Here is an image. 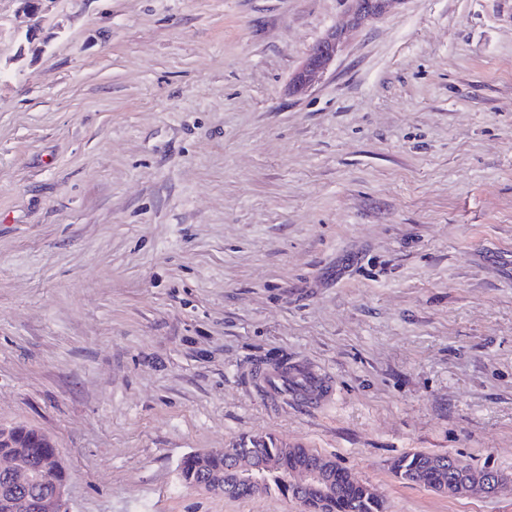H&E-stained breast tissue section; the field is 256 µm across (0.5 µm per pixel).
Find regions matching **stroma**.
<instances>
[{
  "label": "stroma",
  "mask_w": 512,
  "mask_h": 512,
  "mask_svg": "<svg viewBox=\"0 0 512 512\" xmlns=\"http://www.w3.org/2000/svg\"><path fill=\"white\" fill-rule=\"evenodd\" d=\"M350 0H0V423L47 435L69 512H302L183 487L273 436L387 512H512L401 483L512 476V0H396L294 93ZM336 398L275 401L254 365ZM20 4L19 10L25 14L32 23L29 25L24 38L21 39L16 57L17 59H24L29 52L40 53L44 50L45 41L41 44L36 43L37 31L41 26V14L45 11L44 4L52 0H17ZM285 355L278 357V362L286 364ZM266 392L282 395L281 387L286 377L294 383V390L286 399L294 405L305 409H321L334 398V387L331 378L319 367L304 361L288 360L287 365L270 364L259 375ZM448 457L452 456L447 453H408L396 459L392 469L396 477L404 483L423 485L436 493L448 494V496H463V494L448 491L453 485L458 483L462 472L472 470L471 478L476 479L478 477L487 476L488 473L494 471L486 468H473L456 458L465 463V466L461 471L452 472L448 468Z\"/></svg>",
  "instance_id": "1"
}]
</instances>
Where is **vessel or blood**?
<instances>
[{"label":"vessel or blood","instance_id":"b4317fda","mask_svg":"<svg viewBox=\"0 0 512 512\" xmlns=\"http://www.w3.org/2000/svg\"><path fill=\"white\" fill-rule=\"evenodd\" d=\"M264 388L270 394L281 392L283 381L294 384L289 400L305 409H320L334 398L331 378L319 367L304 361H291L285 365H267L260 374Z\"/></svg>","mask_w":512,"mask_h":512}]
</instances>
